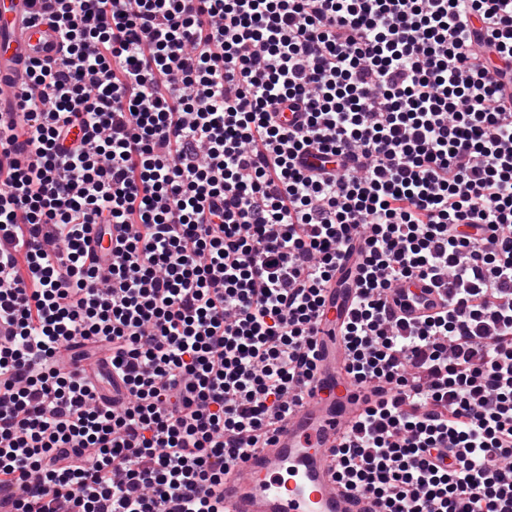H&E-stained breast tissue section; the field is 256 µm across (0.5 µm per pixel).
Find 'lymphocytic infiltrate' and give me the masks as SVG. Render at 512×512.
Masks as SVG:
<instances>
[{"mask_svg": "<svg viewBox=\"0 0 512 512\" xmlns=\"http://www.w3.org/2000/svg\"><path fill=\"white\" fill-rule=\"evenodd\" d=\"M33 3L63 54L0 120L8 512H224L347 267L346 372L388 396L345 489L512 512V0ZM418 279L443 309L390 320Z\"/></svg>", "mask_w": 512, "mask_h": 512, "instance_id": "1", "label": "lymphocytic infiltrate"}]
</instances>
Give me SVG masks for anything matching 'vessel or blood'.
Instances as JSON below:
<instances>
[{
	"instance_id": "b4317fda",
	"label": "vessel or blood",
	"mask_w": 512,
	"mask_h": 512,
	"mask_svg": "<svg viewBox=\"0 0 512 512\" xmlns=\"http://www.w3.org/2000/svg\"><path fill=\"white\" fill-rule=\"evenodd\" d=\"M60 41L48 24L31 21L27 0H0V85H21L25 64L56 58ZM328 295L333 303L316 328L315 377L272 442L225 474V512H369V500L348 496L338 483L334 452L375 397L346 374L340 324L353 291L332 288ZM387 300L398 316L415 319L437 312L445 294L417 280L390 288Z\"/></svg>"
}]
</instances>
